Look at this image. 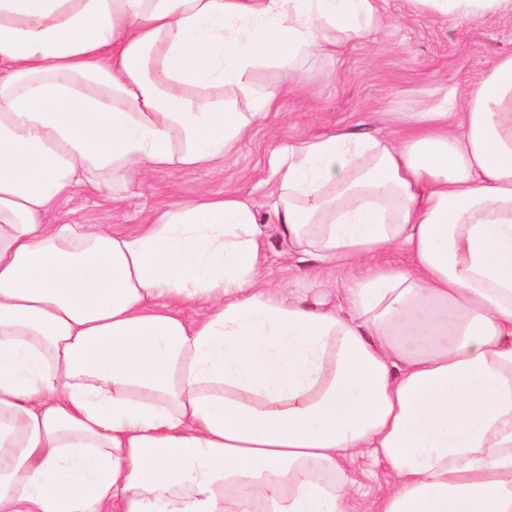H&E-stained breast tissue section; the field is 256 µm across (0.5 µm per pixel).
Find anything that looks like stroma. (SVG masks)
I'll return each instance as SVG.
<instances>
[{"label": "stroma", "mask_w": 512, "mask_h": 512, "mask_svg": "<svg viewBox=\"0 0 512 512\" xmlns=\"http://www.w3.org/2000/svg\"><path fill=\"white\" fill-rule=\"evenodd\" d=\"M389 26L333 56L297 65L299 88L284 96L224 159L183 167H145L111 189L75 187L52 214L57 224H105L128 231L176 202L230 192L248 201L264 231L265 280L274 288L314 294L346 287L360 267L317 273L288 257L272 222L270 159L278 146L347 128L374 137H400L405 112L436 106L446 91L465 87L497 56L512 53V12L488 14L460 26L383 0Z\"/></svg>", "instance_id": "stroma-1"}]
</instances>
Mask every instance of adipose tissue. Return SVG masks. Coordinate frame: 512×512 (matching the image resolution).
<instances>
[{"label":"adipose tissue","instance_id":"adipose-tissue-1","mask_svg":"<svg viewBox=\"0 0 512 512\" xmlns=\"http://www.w3.org/2000/svg\"><path fill=\"white\" fill-rule=\"evenodd\" d=\"M455 20L512 0H409ZM382 0H0V512H512V54L398 139L282 145L279 236L322 266L282 298L235 194L116 232L53 224L74 187L224 158L294 70ZM205 310L188 319L196 304ZM352 467L357 479L364 487L363 491L367 493L358 499L357 508L362 510L371 499L386 490L388 477L382 468L372 466L366 458H357Z\"/></svg>","mask_w":512,"mask_h":512}]
</instances>
